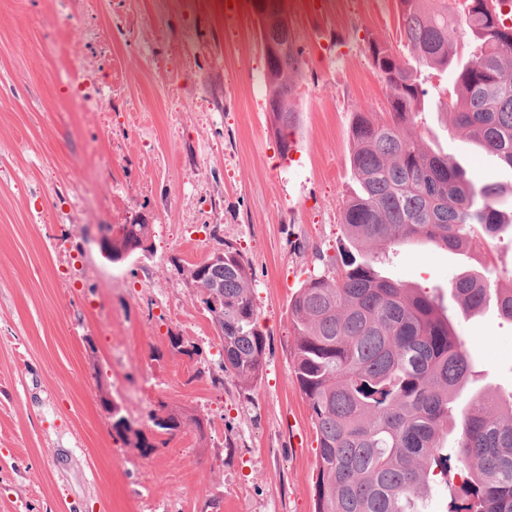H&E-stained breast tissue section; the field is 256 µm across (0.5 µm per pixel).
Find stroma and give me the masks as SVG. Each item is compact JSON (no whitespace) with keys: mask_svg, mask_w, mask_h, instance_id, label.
I'll list each match as a JSON object with an SVG mask.
<instances>
[{"mask_svg":"<svg viewBox=\"0 0 512 512\" xmlns=\"http://www.w3.org/2000/svg\"><path fill=\"white\" fill-rule=\"evenodd\" d=\"M265 18L213 0H0V512H315L316 432L288 305L344 238L354 112L388 110L366 40L411 52L397 0L289 12L304 65L284 157L265 110ZM422 76L425 146L475 183L511 186L512 170L446 130L453 73ZM134 223L150 225V254L107 260L95 236ZM222 241L250 263L266 357L251 388L228 378L218 392L193 373L220 371L221 342L175 267ZM379 269L444 290L478 372L457 407L512 393V323L446 293L470 273L511 287V233L463 252L405 243ZM173 336L199 356L172 354ZM106 392L153 441L157 402L191 422L142 457L113 439Z\"/></svg>","mask_w":512,"mask_h":512,"instance_id":"obj_1","label":"stroma"}]
</instances>
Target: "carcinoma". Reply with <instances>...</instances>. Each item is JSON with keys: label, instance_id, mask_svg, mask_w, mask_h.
Wrapping results in <instances>:
<instances>
[{"label": "carcinoma", "instance_id": "cac0c4a2", "mask_svg": "<svg viewBox=\"0 0 512 512\" xmlns=\"http://www.w3.org/2000/svg\"><path fill=\"white\" fill-rule=\"evenodd\" d=\"M401 39L411 47L405 62L387 43L367 40L372 66L389 89L388 120L357 111L351 126L349 165L358 189L346 203L345 242L290 301L294 375L311 412L317 440L316 512H423L436 473L461 466V495L448 512H512V394L480 392L459 411L457 392L469 381L472 362L436 297L383 277L380 251L425 241L449 251L474 234L493 239L512 227L503 208L510 196L499 184H480L426 148L413 133L425 112L426 89L418 72L454 65L458 26L466 24L478 43L475 60L456 71L461 91L456 106L442 113L449 131L484 147L512 170V0H398ZM303 50L267 60V75L279 96L282 157L291 149L288 131L298 122L295 105ZM224 265L211 270L220 280L224 314L219 325L222 374L208 376L213 389L224 377L242 386L260 377L266 340L257 323L250 265L224 244ZM449 288L465 312L494 304L512 323V288H493L480 276L453 279ZM112 436L144 457L158 452L144 432L131 429L119 404H112ZM153 427L171 437L186 426L173 412ZM457 431L452 454L440 437Z\"/></svg>", "mask_w": 512, "mask_h": 512}]
</instances>
